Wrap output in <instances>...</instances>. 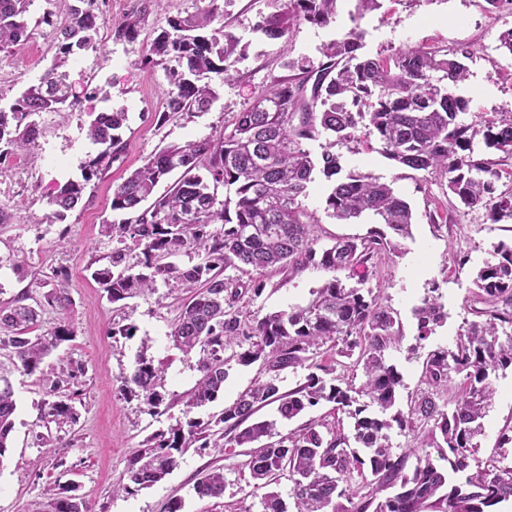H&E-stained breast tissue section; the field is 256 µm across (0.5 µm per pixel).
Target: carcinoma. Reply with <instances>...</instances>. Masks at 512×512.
<instances>
[{"label":"carcinoma","instance_id":"carcinoma-1","mask_svg":"<svg viewBox=\"0 0 512 512\" xmlns=\"http://www.w3.org/2000/svg\"><path fill=\"white\" fill-rule=\"evenodd\" d=\"M69 22L58 28L53 45L66 55L73 48L93 46L101 17L97 0H79ZM33 0H0V51H18L28 39V13ZM336 12V0H284L283 10L258 23L255 31L271 39L284 37L305 21L325 26ZM218 8L186 16L166 17L144 62L168 68L172 89L171 112H206L219 98L212 83L216 75L231 78L225 65L241 39L219 22ZM140 17L119 22L115 35L136 39ZM363 32L354 27L325 49L327 62L312 85L286 79L260 94L238 113L230 131L216 142L168 146L132 171L112 192L111 209L127 218L101 226V235L119 243L108 264L93 272L112 304L154 293L158 280L186 289L185 299L170 337L183 355L196 357L199 378L184 402L185 422L147 440L127 467L130 483L140 489L154 486L178 465L194 444L224 451L249 448L246 466L254 490L262 491V512H288L272 488L288 473L293 483L296 512H491L512 500V465L505 456H492L471 470L473 452L482 435V419L495 394L492 376L512 369V241L492 246L473 278L474 309L485 320L467 323L450 347L430 351L422 368L426 388L398 406L403 375L389 351L399 342L394 311L366 287L373 260L393 254L400 241L412 236L409 204L391 185L361 173L341 178L340 157L330 148L336 141L366 144L376 137L380 153L414 170L446 181L448 191L466 209L482 208L493 224L512 221V193L497 191L500 171L490 161L473 157L475 141L512 157V111L485 116L474 123L461 120L469 100L457 93L468 77L471 51L462 46L407 48L388 58L364 57ZM67 75L52 67L35 85L21 91L11 103L0 105V158L28 149L40 135L32 116L67 114L70 107ZM124 112H101L87 136L101 150L84 163L81 179L69 180L51 198L54 210L46 219L61 220L82 199L86 185L105 178L123 149L120 130ZM331 136L319 157L307 143ZM177 178L166 192L156 187L172 174ZM321 174L331 183L325 213L341 224L364 216L391 230L360 241L338 239L317 249L310 215L303 199L308 186ZM224 186V203L216 204L215 190ZM132 239L141 248L136 265L126 264ZM195 252L201 259L180 266L172 259ZM240 265L263 273L281 268H320L328 273L314 298L247 321L235 307L248 289L256 296L263 281L245 287L222 277L227 267ZM347 273V284L337 273ZM61 270L43 301L30 305L23 296L0 310V338L14 364L26 373L42 376L57 400L47 403L49 423L73 424L76 412L65 391L78 384L82 367L69 365L45 375L44 360L61 344L72 340L68 321L72 300ZM432 285L431 293L415 310L418 336L426 340L433 327L447 318ZM50 307L59 315L55 327L33 333L40 311ZM350 357L363 380L356 385L335 375L336 369L314 361L324 346ZM149 347H141L129 379L142 395L148 412L160 414L164 395L161 369ZM261 362L269 377L243 392L214 421L202 422L191 413L214 401L224 391L231 363ZM308 370L304 381L283 392L280 375L286 369ZM277 404L281 418L292 420L310 408L330 403L353 420L352 434L323 431L310 422L299 433L276 438L277 422L256 419L263 407ZM16 401L8 378L0 373V465L13 430ZM219 439L210 441L212 427ZM423 435L420 446L397 452L390 432ZM415 459L409 463V459ZM446 463L441 466L436 460ZM362 481L353 483L354 475ZM224 469L212 467L194 485L200 498L224 495ZM75 488L56 484L47 488L51 512H88Z\"/></svg>","mask_w":512,"mask_h":512}]
</instances>
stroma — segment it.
<instances>
[{
	"mask_svg": "<svg viewBox=\"0 0 512 512\" xmlns=\"http://www.w3.org/2000/svg\"><path fill=\"white\" fill-rule=\"evenodd\" d=\"M282 0H164L162 10H142L141 0H102L105 19L96 37V49H73L56 57L52 47L58 27L68 22L78 0H34L30 8V37L16 53L0 51V89L15 96L37 83L52 64L67 74L71 110L66 117L36 115L42 134L26 151L0 162V305L21 295L42 298L53 271L69 277L73 301L69 319L72 341L63 343L46 359V366L78 364L85 374L76 385L73 405L76 423L47 425L44 404L49 396L39 375L13 371L17 410L4 460L0 461V512H49L47 487L72 485L90 512H165L167 503L182 498V512H261L260 498L247 480L249 472L241 449L191 446L178 466L164 480L131 494L114 493L126 483L130 457L142 449L152 433L168 430L184 421V397L199 374L194 359L184 357L169 336L185 293L177 284L158 283L154 294L129 301L124 309L112 305L92 272L105 265L112 241L101 237L104 221L120 222L112 211L113 189L161 148L185 145L223 135L239 112L258 95L281 80L299 79L317 71L323 50L352 26L355 0H337L336 16L325 26L301 23L289 35L269 39L255 33L263 17L276 13ZM218 7L227 31L240 36L247 48L231 63L232 78L219 84V98L209 111L171 113L167 103L171 86L163 67L144 63L152 41L169 16L194 14ZM49 23H42L43 13ZM141 13L134 41L115 36L114 25L125 16ZM362 52L388 57L406 47L470 46L469 77L459 92L469 101L464 119L512 111V56L498 48V37L512 28V4L489 10L486 0H382L379 10L359 22ZM123 112L125 149L113 162L106 178L86 188L81 202L64 219L47 220L49 200L56 188L81 177L85 161L98 152L87 137L90 122L98 113ZM344 172L369 174L390 184L409 203L414 215L413 235L402 250L377 261L367 285L390 306L400 323L401 340L391 352L403 374L400 405L408 407L421 389L423 354H410L415 345L413 315L431 286H438L448 318L425 341V351L448 346L464 322L472 320V274L489 257L493 243L512 239V223H490L485 210L459 209L443 179L394 163L363 146L336 144ZM329 184L316 176L304 204L314 217L318 247L336 239L365 237L385 232V225L362 218L339 224L324 212ZM467 258L457 265L456 255ZM325 271L266 273L261 295L244 294L238 304L243 317L252 319L307 304L312 292L326 279ZM117 325L133 326L129 336L113 334ZM163 367L165 409L148 414L142 397L131 393L124 381L136 366L142 344ZM261 364L232 365L224 391L212 403L194 410L208 420L219 415L238 396L263 380ZM496 394L482 420L473 465H484L495 451L499 431L512 424V371L499 372ZM224 469V495L200 498L193 486L209 468Z\"/></svg>",
	"mask_w": 512,
	"mask_h": 512,
	"instance_id": "obj_1",
	"label": "stroma"
}]
</instances>
